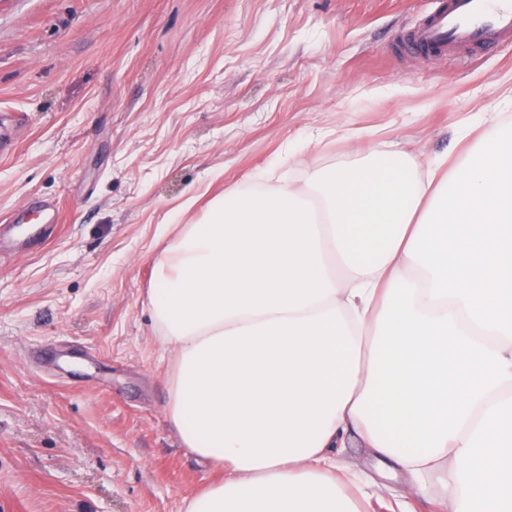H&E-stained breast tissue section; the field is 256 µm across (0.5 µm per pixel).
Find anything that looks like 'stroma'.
<instances>
[{
	"mask_svg": "<svg viewBox=\"0 0 512 512\" xmlns=\"http://www.w3.org/2000/svg\"><path fill=\"white\" fill-rule=\"evenodd\" d=\"M436 0H0V217L55 203L60 231L0 263V512H184L224 476L168 417L149 290L170 224L230 186L302 182L352 158L337 128L426 164L458 122L512 124V44L482 59L400 53ZM311 140L321 151L305 150ZM362 512H440L350 437Z\"/></svg>",
	"mask_w": 512,
	"mask_h": 512,
	"instance_id": "1",
	"label": "stroma"
}]
</instances>
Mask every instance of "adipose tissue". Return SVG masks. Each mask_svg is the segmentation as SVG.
Masks as SVG:
<instances>
[{
    "label": "adipose tissue",
    "mask_w": 512,
    "mask_h": 512,
    "mask_svg": "<svg viewBox=\"0 0 512 512\" xmlns=\"http://www.w3.org/2000/svg\"><path fill=\"white\" fill-rule=\"evenodd\" d=\"M421 169L370 143L265 172L159 254L168 416L224 479L185 512H359L347 435L448 512H512V128Z\"/></svg>",
    "instance_id": "adipose-tissue-1"
}]
</instances>
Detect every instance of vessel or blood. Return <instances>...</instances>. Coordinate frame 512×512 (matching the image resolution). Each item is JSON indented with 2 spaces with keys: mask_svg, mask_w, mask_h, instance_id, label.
I'll list each match as a JSON object with an SVG mask.
<instances>
[{
  "mask_svg": "<svg viewBox=\"0 0 512 512\" xmlns=\"http://www.w3.org/2000/svg\"><path fill=\"white\" fill-rule=\"evenodd\" d=\"M512 42V0H441L405 36L404 47L424 55L490 51ZM43 201L29 200L9 227L12 247L35 253L58 229L60 214L51 211L42 224H28L24 213L45 211Z\"/></svg>",
  "mask_w": 512,
  "mask_h": 512,
  "instance_id": "obj_1",
  "label": "vessel or blood"
}]
</instances>
